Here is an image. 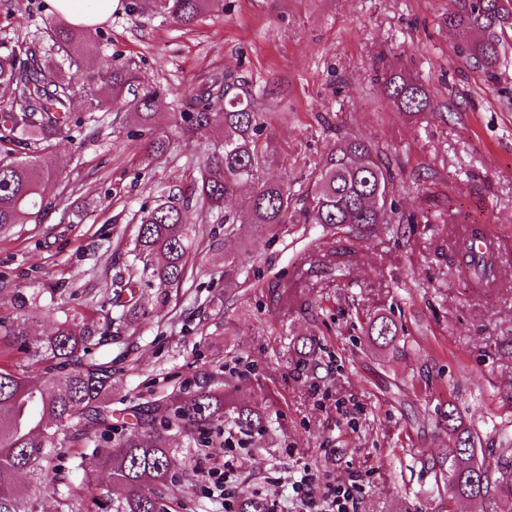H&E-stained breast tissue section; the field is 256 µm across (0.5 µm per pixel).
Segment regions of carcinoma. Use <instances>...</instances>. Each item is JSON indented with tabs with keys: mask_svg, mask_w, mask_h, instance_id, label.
Here are the masks:
<instances>
[{
	"mask_svg": "<svg viewBox=\"0 0 512 512\" xmlns=\"http://www.w3.org/2000/svg\"><path fill=\"white\" fill-rule=\"evenodd\" d=\"M448 26L465 36L460 56L492 83L498 81L506 29L512 27V0H455ZM211 0H130L132 12L160 15L190 28ZM45 37L30 41L0 40V233L16 224L39 222L54 207L47 189L51 158L49 143L71 137L95 121L98 113L119 108L130 114L147 135L146 148L154 156L168 153L171 140L153 133L158 112L173 111L175 126L194 137L220 128L197 167L191 183L164 190L154 206L142 211L133 257L126 273L106 283L107 302L123 313L130 310L135 288L149 279L161 288H178L185 280L187 256L200 229L187 223L186 213H202L205 224H239L257 235H279L289 224H320L351 237L367 225L383 224L392 233L410 223L411 216L393 202L396 180L369 141L346 134L336 139L321 158L308 188L298 194L291 183L272 180L266 170L274 149L263 132L269 124L267 97L241 75L226 74L203 86L184 111L158 88L141 87L132 64L119 60L101 67L96 50L101 30L76 27L56 12L41 16ZM378 78L396 112H428L433 101L423 84L407 75L403 66L382 64ZM85 92L88 112L73 113L77 94ZM249 197L241 210L224 202L242 189ZM478 231L458 243L459 261L471 276L489 282L494 262L477 253ZM29 314L8 325L0 323L3 344L19 350L28 363L0 369V512H38L37 499L16 483L17 474L49 472L62 449L79 439L92 440L111 432L112 362L95 358L93 343L112 339V321L99 338L77 316L64 313L52 334L32 338ZM369 341L380 348L395 346L399 328L381 315L367 324ZM46 363L40 376L29 375L33 365ZM237 387H200L184 391L171 402L166 430L156 427L152 406L136 408V422L120 427V438L99 465L127 495L112 505L111 489L102 486L88 504L74 490L59 494L58 512H167L157 484L176 482L171 455L176 440L166 432L206 435L228 416L245 434L260 432L267 416L236 398ZM448 492L471 502L494 493L512 496V471L477 457L479 436L448 410Z\"/></svg>",
	"mask_w": 512,
	"mask_h": 512,
	"instance_id": "cac0c4a2",
	"label": "carcinoma"
}]
</instances>
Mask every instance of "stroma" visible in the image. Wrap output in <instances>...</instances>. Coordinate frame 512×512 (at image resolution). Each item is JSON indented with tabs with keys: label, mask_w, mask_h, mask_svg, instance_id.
I'll use <instances>...</instances> for the list:
<instances>
[{
	"label": "stroma",
	"mask_w": 512,
	"mask_h": 512,
	"mask_svg": "<svg viewBox=\"0 0 512 512\" xmlns=\"http://www.w3.org/2000/svg\"><path fill=\"white\" fill-rule=\"evenodd\" d=\"M452 0H216L189 29L116 11L102 23L98 65L130 62L144 86L187 101L215 76L250 77L277 87L266 129L276 155L268 174L306 185L337 136L379 148L396 177V201L413 221L401 234L374 226L353 239L317 224H292L274 237L249 232L197 235L178 288L142 287L134 310L99 357L114 369L112 406L136 408L162 396L233 380L266 411L269 428L238 455L241 496L287 478L295 461L318 483L361 475L359 512H512V497L473 504L448 497L435 473L448 467L446 415L477 432L479 457L512 465V258L478 286L458 272L454 249L467 225L487 224L512 240V45L497 84L460 57L449 30ZM36 0L0 11V40L36 36ZM404 63L425 84L431 112L392 109L374 72L377 59ZM127 113L85 127L82 145L56 139L50 150L58 201L40 223L0 234V321L21 302L41 314L31 337L53 332L60 310L78 309L102 328L98 305L131 258L143 207L161 188L189 181L210 143L185 140L170 114L167 156L148 155ZM351 249L342 275L320 276L316 256ZM252 253L260 287L225 267ZM292 283L287 295L273 286ZM391 317L390 350L371 344L366 324ZM311 340L303 355L295 343ZM224 424L207 442L186 436L172 459L176 484L162 488L169 512H224L204 490L205 471L223 469ZM114 444L100 436L56 458L52 478L18 476L40 512H56L54 484H110L95 461Z\"/></svg>",
	"instance_id": "stroma-1"
}]
</instances>
